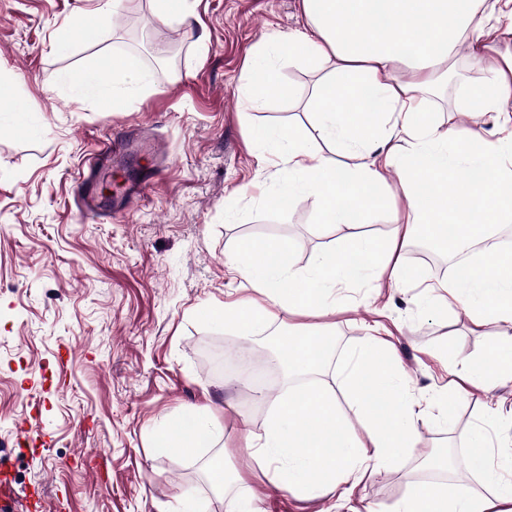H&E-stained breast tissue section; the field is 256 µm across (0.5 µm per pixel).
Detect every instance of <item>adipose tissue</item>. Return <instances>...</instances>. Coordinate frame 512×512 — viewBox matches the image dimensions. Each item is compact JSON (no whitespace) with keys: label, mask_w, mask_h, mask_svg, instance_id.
Listing matches in <instances>:
<instances>
[{"label":"adipose tissue","mask_w":512,"mask_h":512,"mask_svg":"<svg viewBox=\"0 0 512 512\" xmlns=\"http://www.w3.org/2000/svg\"><path fill=\"white\" fill-rule=\"evenodd\" d=\"M301 26L259 45L246 64L242 93L262 105L277 85L275 63L285 60L320 74L306 103L321 136L337 142L356 159L341 169L301 143L287 126L255 125L257 150L272 165L287 166L288 185L273 194L281 203L297 195L314 199L322 223L350 224L382 205L389 194L385 172L424 185L411 203V214L392 241L373 237L340 239L318 254L303 274L293 272L287 243L238 242L227 250V266L242 276L251 297L233 306L209 309L210 318L231 325L240 335H256L270 325L275 309H336V291L368 281L397 288L413 277L397 253L417 233L450 247L465 249L486 236L492 225L512 221V134L489 140L460 133L431 119L428 93L452 50L477 31L473 58L483 44L512 33V0H300ZM407 78H399V70ZM141 61L112 56L76 82L98 90L120 107L124 93L146 83ZM473 107L496 113L512 125V54L498 62L482 84L471 87ZM463 311L474 325L494 320L512 327V253H492L472 269H463L429 289L426 306L440 301ZM328 335L289 334L279 342L280 362L289 376H319L302 392H284L269 403L263 434L253 438L251 461L271 484L300 498H335L344 508L371 464L398 467L416 447L417 426L426 418L448 425L455 402L464 398L456 386L443 390L437 412L410 397L401 382L394 354L379 328H372L340 374L338 385L324 382L329 365L323 355ZM456 373L476 385L512 379V337L493 343L477 360L460 363ZM347 408H340V401ZM360 420L365 436L345 426L347 413ZM223 430L209 408L190 407L156 439L160 449L193 456L213 448ZM472 472L494 486V497L459 485L422 483L394 512H498L512 504V457L490 460L485 436L473 430L467 439Z\"/></svg>","instance_id":"ef3b65f1"}]
</instances>
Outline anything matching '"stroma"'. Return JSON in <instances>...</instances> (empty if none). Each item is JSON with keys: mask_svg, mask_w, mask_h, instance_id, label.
Wrapping results in <instances>:
<instances>
[{"mask_svg": "<svg viewBox=\"0 0 512 512\" xmlns=\"http://www.w3.org/2000/svg\"><path fill=\"white\" fill-rule=\"evenodd\" d=\"M90 9V0H0V88L14 105L0 111V463L19 488L44 487L47 512H226L245 486L255 512H328L333 499L297 498L252 468L248 443L264 429L268 401L234 362L262 360L265 345L204 312L240 298L246 285L227 271L230 242H288L294 270L304 271L340 236L392 240L420 187L387 174V207L350 225L320 223L309 198L268 204L251 126L294 127L338 165L352 163L318 138L302 109L317 75L285 62L280 80L293 99L274 93L252 109L242 97L247 60L270 36L299 27V0H193L191 26L165 28L151 0H120L102 19ZM125 54L140 56L149 75L128 104L105 108L97 93L77 92L74 77ZM485 77L470 42L458 44L434 121L497 138L491 113L459 106L464 89ZM128 129L150 150L96 169L92 189L110 203L137 175H152L151 185L126 212L83 216L78 171ZM400 259L420 286L378 292L360 282L340 291L334 314L276 310L266 335L334 324L337 373L369 327L382 325L410 393L431 402L457 381L447 356L478 358L503 328L424 307L421 285L448 281L453 254L425 261L413 242ZM191 405L210 407L222 424L217 449L193 458L159 452L157 432ZM488 410L494 453L512 454V381L504 379L455 404L448 429L420 423L414 452L399 468H370L354 506L392 512L426 481L424 460L442 448L450 452L444 483L491 495L469 475L466 447ZM218 450L243 479L222 494L202 470Z\"/></svg>", "mask_w": 512, "mask_h": 512, "instance_id": "35a3bbf8", "label": "stroma"}]
</instances>
